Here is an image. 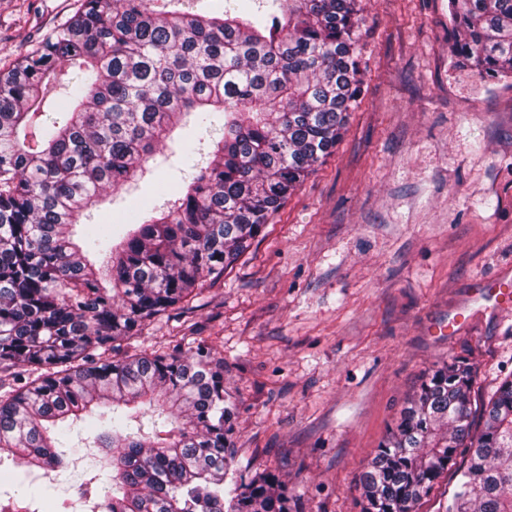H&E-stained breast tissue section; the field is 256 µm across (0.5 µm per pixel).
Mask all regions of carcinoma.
I'll list each match as a JSON object with an SVG mask.
<instances>
[{"instance_id": "carcinoma-1", "label": "carcinoma", "mask_w": 512, "mask_h": 512, "mask_svg": "<svg viewBox=\"0 0 512 512\" xmlns=\"http://www.w3.org/2000/svg\"><path fill=\"white\" fill-rule=\"evenodd\" d=\"M167 0H81L67 24L0 72V461L67 466L62 438L93 415L112 484L82 481L87 512H293L274 471L237 482L236 406L224 361L183 350L93 358L183 309L224 276L288 193L336 147L359 103L357 0H236L220 13ZM455 66L512 80V0H448ZM71 107L45 110L64 69ZM211 159L173 199L113 241H79L100 192L139 181L184 118ZM473 368L426 376L362 473V512H414L455 466L445 512H512V375L474 425ZM162 419L146 432L142 418Z\"/></svg>"}]
</instances>
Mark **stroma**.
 Wrapping results in <instances>:
<instances>
[{"label": "stroma", "mask_w": 512, "mask_h": 512, "mask_svg": "<svg viewBox=\"0 0 512 512\" xmlns=\"http://www.w3.org/2000/svg\"><path fill=\"white\" fill-rule=\"evenodd\" d=\"M77 0H0V71L71 17ZM361 102L333 153L288 195L257 241L192 310L160 317L132 353L203 338L224 360L238 412L234 465L269 468L297 512H361L359 476L422 378L455 357L473 405L512 374V311L473 300L512 270V85L451 65L448 0H360ZM138 185L105 191L91 222L122 224L157 187L190 178L172 143ZM467 325L440 334L457 310ZM44 476L56 503L99 471L94 429Z\"/></svg>", "instance_id": "stroma-1"}]
</instances>
